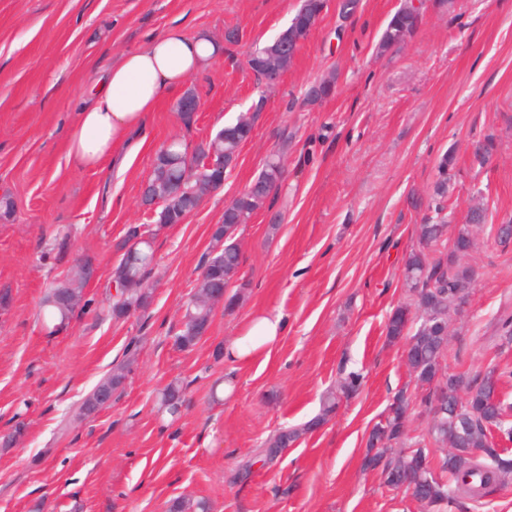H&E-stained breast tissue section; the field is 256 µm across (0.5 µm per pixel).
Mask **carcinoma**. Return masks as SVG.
<instances>
[{
    "label": "carcinoma",
    "mask_w": 512,
    "mask_h": 512,
    "mask_svg": "<svg viewBox=\"0 0 512 512\" xmlns=\"http://www.w3.org/2000/svg\"><path fill=\"white\" fill-rule=\"evenodd\" d=\"M323 7L324 0H302L288 28L265 52L250 56L248 64L260 80L267 78L270 69L281 73L288 70L301 41ZM417 22L415 7L407 6L398 11L382 36L380 48L404 41ZM333 85L332 77L321 81L309 89L307 99L316 103L329 97ZM251 132V119L242 117L235 124L219 130L209 142L198 144L191 155L178 141L171 142L158 153L142 198L146 206L156 204L161 207L156 229L182 223L218 189L211 173L205 170V160L213 152L226 162L236 158L241 144ZM282 176L280 160L269 159L252 185L224 210V231L212 236L213 244L209 256L203 258L194 295H210L234 284L241 265L240 251L233 241L234 231L251 213L263 207L278 188ZM447 232L448 225L443 221L420 225V242L423 247L433 249V254L413 251L404 263L405 281L419 312L418 326L413 334H408L410 311L407 306L399 305L388 318L386 336L391 342L407 340L405 359L416 385L424 391L422 403L431 410L435 403H440L441 414L431 420L426 436L435 444L450 448L440 465L448 479L435 474L430 467L428 448L422 440L409 444L407 450L395 456H388L382 450L368 460L369 466L381 469L385 486L411 493L429 509H439L443 505L450 507L461 496L480 499L512 480V459L502 457L500 449L489 439L493 429H502L504 417L512 409L497 398L500 383L504 379L511 381L512 371L492 367L482 378L469 379L450 371V366L443 363L448 350V324L452 316L459 313V303L467 295L474 278L472 271L458 262L459 255L471 247L469 231H459L450 247L443 240ZM153 261L154 251L147 242L122 254L112 274V281L122 289L121 298L112 303V317L124 318L149 304L151 293L145 286V279ZM92 267L91 261L84 260L64 280L48 288L43 311L45 319L54 322L53 329L67 325L75 316L77 308L66 305L63 299L84 297V288L89 283L88 271ZM212 316V308L189 301L176 344L184 349L195 346L201 340L197 329L211 325ZM128 372L126 363L114 366L84 400L80 414L88 415L99 410L100 392H116L124 384ZM183 399V385L174 381L162 391L160 409L175 416ZM335 405V397L328 396L322 414L300 429L274 435L262 452L268 457L276 456L288 447L289 442L321 425ZM409 407L410 399L405 393L395 395L384 421L372 429L369 447L408 441L406 414ZM471 448L481 449L486 462H477L469 453Z\"/></svg>",
    "instance_id": "obj_1"
}]
</instances>
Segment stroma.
I'll use <instances>...</instances> for the list:
<instances>
[{"instance_id": "1", "label": "stroma", "mask_w": 512, "mask_h": 512, "mask_svg": "<svg viewBox=\"0 0 512 512\" xmlns=\"http://www.w3.org/2000/svg\"><path fill=\"white\" fill-rule=\"evenodd\" d=\"M340 4L326 0L269 89L248 59L300 0H0V198L11 200L0 207V292L10 295L0 307V433L26 424L16 445L0 447V512H170L185 497L210 512H423L365 465L368 435L398 392L411 399L409 435L427 429L404 345L388 341L385 325L412 299L403 261L419 225L435 219L436 165L449 156L448 235L468 229L460 263L475 271L469 304L449 325L451 368L470 377L512 369L498 332L512 315V244L498 241L512 221V0H358L347 20ZM411 4L414 32L380 49L390 19ZM174 24L224 47L185 86L200 102L193 121L183 122L179 94L164 96L131 133L139 150L125 170L72 165L66 140L92 101L96 68ZM331 74L333 94L308 103ZM243 116L253 131L222 187L154 238L148 306L112 318L109 282L126 232L158 220L141 194L159 150L208 142ZM486 139L494 149L481 165L472 145ZM274 154L280 186L235 232L244 299L216 307L208 336L179 348L211 228ZM473 205L485 223L466 225ZM85 258L97 269L84 290L90 310L49 334L45 290ZM259 309L288 320L269 358L240 366L219 356ZM124 361L111 406L80 416ZM352 372L363 376L359 391L323 414ZM176 379L186 403L174 420L158 395ZM321 414L325 423L276 460L260 456L271 435ZM128 372V363H120L114 366L107 375L100 379L84 400L80 407V415H88L99 410L98 395L100 392L107 391L113 395L124 384Z\"/></svg>"}]
</instances>
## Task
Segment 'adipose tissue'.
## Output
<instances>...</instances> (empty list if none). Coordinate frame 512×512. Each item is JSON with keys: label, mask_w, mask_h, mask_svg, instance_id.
I'll return each mask as SVG.
<instances>
[{"label": "adipose tissue", "mask_w": 512, "mask_h": 512, "mask_svg": "<svg viewBox=\"0 0 512 512\" xmlns=\"http://www.w3.org/2000/svg\"><path fill=\"white\" fill-rule=\"evenodd\" d=\"M218 55L213 41L187 36L177 26L167 28L148 47L123 53L107 67L94 101L78 112L67 140L69 160L83 169L99 167L131 130L145 124L164 94L180 90ZM286 328L283 315L254 312L244 330L227 340L224 355L238 363L268 357Z\"/></svg>", "instance_id": "obj_1"}]
</instances>
